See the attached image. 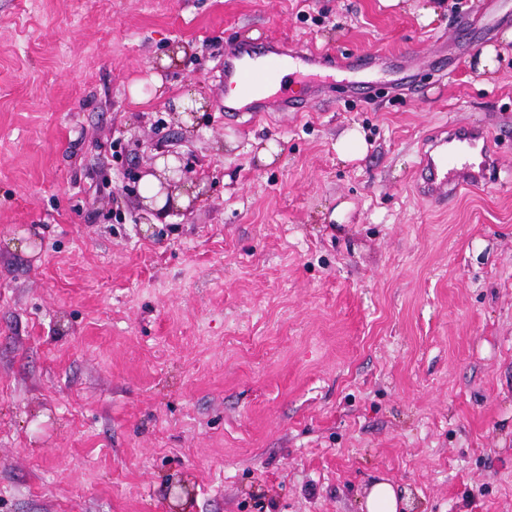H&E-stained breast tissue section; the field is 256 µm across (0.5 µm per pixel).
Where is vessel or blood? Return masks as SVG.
Listing matches in <instances>:
<instances>
[{"instance_id": "obj_1", "label": "vessel or blood", "mask_w": 512, "mask_h": 512, "mask_svg": "<svg viewBox=\"0 0 512 512\" xmlns=\"http://www.w3.org/2000/svg\"><path fill=\"white\" fill-rule=\"evenodd\" d=\"M250 48L237 45L224 53V84L238 88L244 98L252 100L255 110L274 104L281 111L296 109L295 100L287 95L272 96L270 83L281 71L285 59L291 58L311 64L325 65L330 57L322 50L310 45L285 46L273 43L267 53L262 69L244 65L243 59ZM456 147L439 155L423 153L419 163L421 189L430 200L444 203L449 196L462 190L487 183L492 178L494 158L490 151V139L479 128L451 129Z\"/></svg>"}]
</instances>
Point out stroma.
Returning a JSON list of instances; mask_svg holds the SVG:
<instances>
[{"label": "stroma", "mask_w": 512, "mask_h": 512, "mask_svg": "<svg viewBox=\"0 0 512 512\" xmlns=\"http://www.w3.org/2000/svg\"><path fill=\"white\" fill-rule=\"evenodd\" d=\"M445 2L0 0V512H512V0ZM272 38L379 62L225 111ZM473 125L497 178L435 204L421 154ZM159 145L206 193L158 224ZM364 512H402V498L394 485L388 481H377L370 489L363 502Z\"/></svg>", "instance_id": "stroma-1"}]
</instances>
